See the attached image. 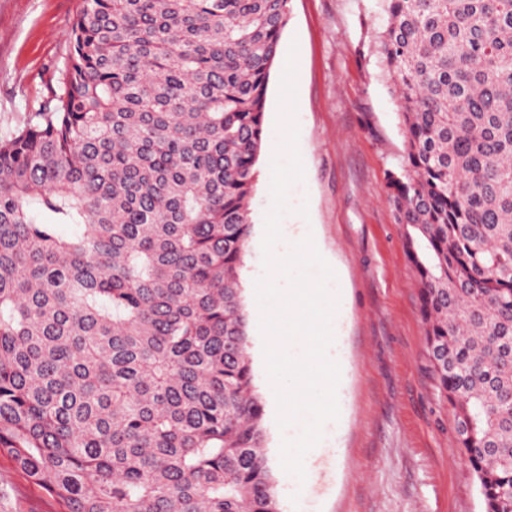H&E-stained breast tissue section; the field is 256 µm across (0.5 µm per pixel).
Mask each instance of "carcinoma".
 Returning <instances> with one entry per match:
<instances>
[{"instance_id":"carcinoma-1","label":"carcinoma","mask_w":512,"mask_h":512,"mask_svg":"<svg viewBox=\"0 0 512 512\" xmlns=\"http://www.w3.org/2000/svg\"><path fill=\"white\" fill-rule=\"evenodd\" d=\"M437 390L512 512V0H377ZM289 0H81L0 138V453L61 512H281L242 287Z\"/></svg>"}]
</instances>
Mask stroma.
Returning a JSON list of instances; mask_svg holds the SVG:
<instances>
[{
  "label": "stroma",
  "instance_id": "stroma-1",
  "mask_svg": "<svg viewBox=\"0 0 512 512\" xmlns=\"http://www.w3.org/2000/svg\"><path fill=\"white\" fill-rule=\"evenodd\" d=\"M80 0H0V137L56 90ZM374 0H290L271 71L266 135L252 201L254 233L243 271L252 295L263 268L270 164L283 137L279 93L288 56L297 60L303 180L287 196V224L310 225L345 304L334 316L340 357L339 418L322 428L321 452L304 488L286 481L284 435L265 400V450L282 512H482L474 477L458 455L451 413L435 389L416 272L405 229L387 202V173L404 163L396 99L374 52ZM0 512H60L0 454Z\"/></svg>",
  "mask_w": 512,
  "mask_h": 512
}]
</instances>
